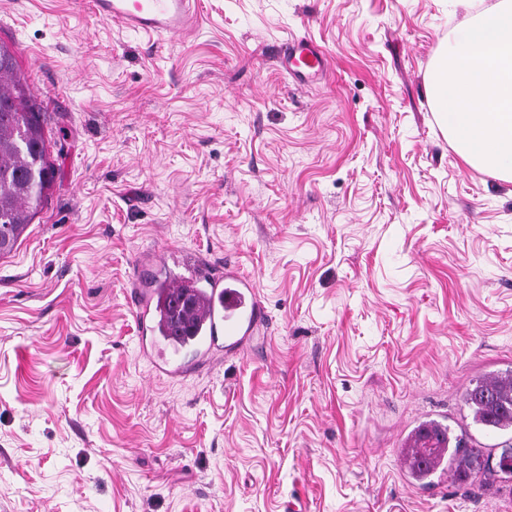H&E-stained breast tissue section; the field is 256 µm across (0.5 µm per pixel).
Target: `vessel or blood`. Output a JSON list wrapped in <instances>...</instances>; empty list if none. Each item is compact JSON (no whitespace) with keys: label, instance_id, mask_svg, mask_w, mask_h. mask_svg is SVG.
<instances>
[{"label":"vessel or blood","instance_id":"obj_1","mask_svg":"<svg viewBox=\"0 0 512 512\" xmlns=\"http://www.w3.org/2000/svg\"><path fill=\"white\" fill-rule=\"evenodd\" d=\"M88 6L95 19L156 36L193 31L199 20L197 0H89ZM278 62L289 76L312 81L329 71L331 60L320 46L299 39L282 45ZM185 263L203 289L195 304L202 324L193 335H156L151 301L138 291L132 302L140 330L154 334L144 355L159 372L171 377L193 375L240 352L266 322L253 280L236 264L220 266L194 255L186 257Z\"/></svg>","mask_w":512,"mask_h":512}]
</instances>
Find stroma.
Returning <instances> with one entry per match:
<instances>
[{
	"label": "stroma",
	"instance_id": "35a3bbf8",
	"mask_svg": "<svg viewBox=\"0 0 512 512\" xmlns=\"http://www.w3.org/2000/svg\"><path fill=\"white\" fill-rule=\"evenodd\" d=\"M164 40L0 0L57 168L0 259V512H512L399 448L512 369V182L467 165L429 76L456 0H199ZM330 57L288 81L276 51ZM230 258L269 323L183 381L134 284ZM277 61L289 76L305 81L322 78L331 63L323 48L306 39L284 43ZM132 307L137 309L134 314L141 333L144 334L150 331L151 335L158 334L156 316L154 310H152V301L143 300V294L140 288L135 290Z\"/></svg>",
	"mask_w": 512,
	"mask_h": 512
}]
</instances>
